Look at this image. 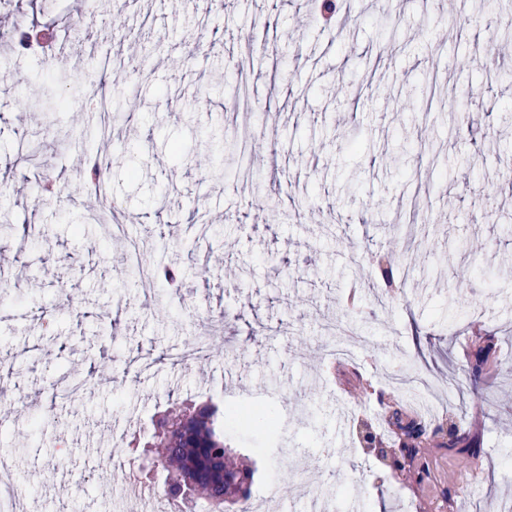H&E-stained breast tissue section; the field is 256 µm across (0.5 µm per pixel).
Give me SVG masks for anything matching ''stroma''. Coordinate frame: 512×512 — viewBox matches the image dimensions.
<instances>
[{"label": "stroma", "mask_w": 512, "mask_h": 512, "mask_svg": "<svg viewBox=\"0 0 512 512\" xmlns=\"http://www.w3.org/2000/svg\"><path fill=\"white\" fill-rule=\"evenodd\" d=\"M316 5L38 0L51 43L0 46V168L16 166L0 204L34 227L0 232V453L25 482L13 512H136L124 467L148 459L127 443L191 401L278 415L275 435L224 431L257 468L252 512H313L317 488L333 512H435L428 486L360 443L363 423L395 442V398L482 448L430 452L453 512L512 499V122L498 113L512 81L486 80L512 71V41L495 40L508 16L339 0L325 26ZM135 51L141 76L101 81ZM117 95L130 114L115 122ZM60 97L70 107L48 111ZM95 160L102 195L85 187ZM45 179L68 198L35 199ZM159 264L184 268L179 287L141 279ZM350 323L360 341L333 366L326 347ZM477 327L502 358L473 393L457 368Z\"/></svg>", "instance_id": "35a3bbf8"}]
</instances>
